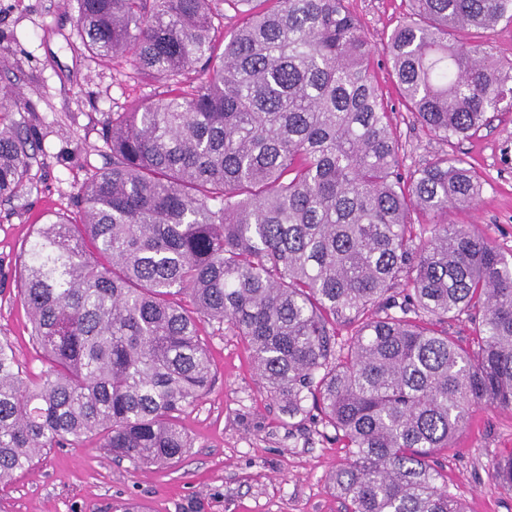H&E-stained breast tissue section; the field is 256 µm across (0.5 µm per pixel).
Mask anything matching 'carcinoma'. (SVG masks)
Listing matches in <instances>:
<instances>
[{"label":"carcinoma","instance_id":"1","mask_svg":"<svg viewBox=\"0 0 512 512\" xmlns=\"http://www.w3.org/2000/svg\"><path fill=\"white\" fill-rule=\"evenodd\" d=\"M77 2L88 50L165 91L104 123L111 162L83 186L82 223L57 215L29 242L20 293L46 370L0 341V485L89 436L137 468L182 457L178 418L211 384L208 321L247 339L288 417L311 399L345 440L330 480L346 512H464L431 459L474 404L512 409V259L448 223L480 174L453 154L401 173L346 0ZM504 20L512 0H409L383 45L405 109L441 140L512 111V63L470 38ZM15 108L0 97L5 201L41 144ZM462 315L468 347L443 328Z\"/></svg>","mask_w":512,"mask_h":512}]
</instances>
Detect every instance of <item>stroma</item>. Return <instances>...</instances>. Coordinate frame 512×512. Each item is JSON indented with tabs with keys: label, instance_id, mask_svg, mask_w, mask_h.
Here are the masks:
<instances>
[{
	"label": "stroma",
	"instance_id": "stroma-1",
	"mask_svg": "<svg viewBox=\"0 0 512 512\" xmlns=\"http://www.w3.org/2000/svg\"><path fill=\"white\" fill-rule=\"evenodd\" d=\"M370 41L386 42L407 0H349ZM77 0H0V90L20 88L19 109L37 117L42 148L31 181L0 202V340L37 373L45 364L31 338L18 293L25 250L37 228L57 213L77 218L88 175L106 166L100 129L111 113L154 96L128 58L94 57L77 33ZM373 75L402 145L403 168L447 151L404 108L383 53ZM459 155L485 181L475 208L449 213V223L477 231L512 256V112L461 144ZM214 381L180 417L190 448L161 467L117 461L88 438L52 449L0 488V512H112L130 498L147 512H344L329 477L346 458L345 443L326 427L316 405L295 418L283 414L253 368L248 342L234 331L200 325ZM512 457V410L475 405L463 431L434 457L448 490L465 512H512V487L493 473Z\"/></svg>",
	"mask_w": 512,
	"mask_h": 512
}]
</instances>
